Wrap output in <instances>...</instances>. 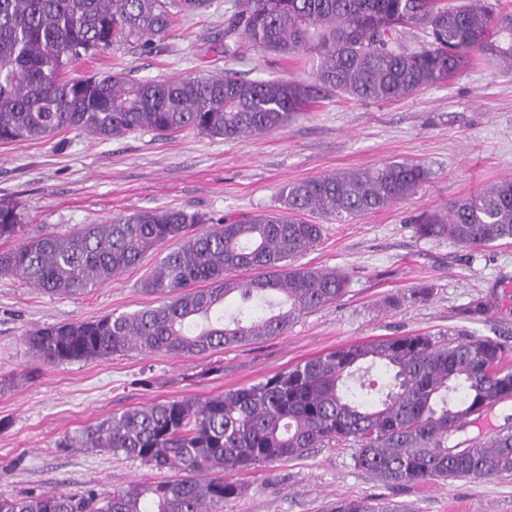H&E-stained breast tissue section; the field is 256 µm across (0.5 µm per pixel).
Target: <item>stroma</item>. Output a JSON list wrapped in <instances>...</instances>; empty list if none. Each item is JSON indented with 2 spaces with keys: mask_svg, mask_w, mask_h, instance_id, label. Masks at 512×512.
<instances>
[{
  "mask_svg": "<svg viewBox=\"0 0 512 512\" xmlns=\"http://www.w3.org/2000/svg\"><path fill=\"white\" fill-rule=\"evenodd\" d=\"M237 0H209L180 18L152 52L139 43L101 51L77 74L125 72L140 79L186 74L309 80L313 61H289L250 45L224 57V22ZM391 161L423 165L429 178L409 199L377 213L324 224L303 263L341 271L344 295L288 331L210 358L131 352L48 366L28 333L76 319L156 305L141 282L154 256L87 292L56 296L0 274V499L29 493L123 489L163 472L125 454L60 447L66 433L112 413L164 399H206L288 369L339 346L426 334L448 343L469 335L512 345V242L469 250L419 238L414 218L512 178V69L475 57L455 78L395 102L318 92L284 129L233 141L183 132L99 140L73 130L0 146V199L20 203L25 233H69L117 212L180 208L237 217L278 207L283 185ZM425 287L428 299L408 300ZM488 304L480 320L461 310ZM350 445L264 464L238 474L239 498L224 512H325L339 498H385L410 512H512V475L481 481L384 484L359 468Z\"/></svg>",
  "mask_w": 512,
  "mask_h": 512,
  "instance_id": "35a3bbf8",
  "label": "stroma"
}]
</instances>
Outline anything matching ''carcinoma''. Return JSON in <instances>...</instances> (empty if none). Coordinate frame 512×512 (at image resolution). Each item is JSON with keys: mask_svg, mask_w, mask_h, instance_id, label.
<instances>
[{"mask_svg": "<svg viewBox=\"0 0 512 512\" xmlns=\"http://www.w3.org/2000/svg\"><path fill=\"white\" fill-rule=\"evenodd\" d=\"M207 0H0V145L77 130L108 140L133 131L185 130L235 140L288 125L316 88L357 101H397L451 80L478 53L512 68V11L500 0H239L224 37L282 59L316 58L313 83L186 75L142 80L123 72L73 74L74 65L135 39L146 50ZM427 39L408 45L405 30ZM428 171L389 162L287 184L282 207L213 220L181 209L115 213L65 233L23 235L17 202L0 201V273L53 295H77L158 255L142 283L154 307L39 329L26 343L47 365L131 351L209 356L284 333L335 303L347 281L298 262L323 225L414 195ZM422 239L479 249L512 240V180L416 219ZM175 240L177 248L161 252ZM250 276L242 277L240 273ZM507 344L469 336L439 344L422 334L355 343L205 400L168 399L116 412L63 437L62 448L122 452L165 480L0 499V512H222L241 494L234 476L352 445L356 462L385 484L480 481L512 473V431L467 446L455 433L512 399ZM386 380L369 378L370 368ZM329 512H407L393 501L341 498Z\"/></svg>", "mask_w": 512, "mask_h": 512, "instance_id": "obj_1", "label": "carcinoma"}]
</instances>
